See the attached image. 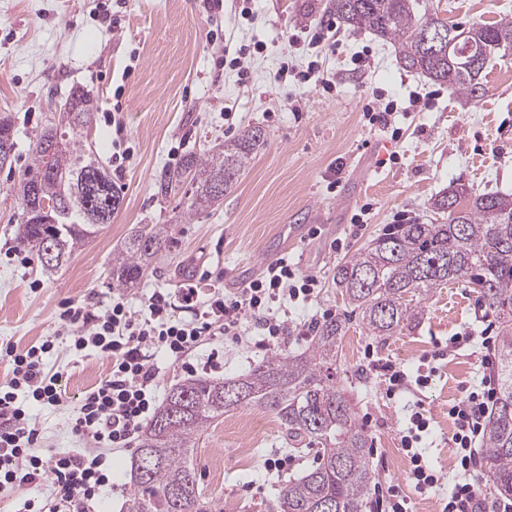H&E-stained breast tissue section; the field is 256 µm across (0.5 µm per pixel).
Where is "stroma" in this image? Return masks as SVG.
I'll return each instance as SVG.
<instances>
[{
    "label": "stroma",
    "instance_id": "1",
    "mask_svg": "<svg viewBox=\"0 0 512 512\" xmlns=\"http://www.w3.org/2000/svg\"><path fill=\"white\" fill-rule=\"evenodd\" d=\"M433 2L465 25L512 19V0ZM327 3L253 0L244 18L241 0H223L212 21L203 0H0V114L12 116L16 141L12 164L0 168V348L22 349L60 333L66 301L104 307L119 294L136 309L158 288L175 296L195 281L206 289L241 287L267 262L285 257L321 281L311 303L286 308L288 334L279 347L299 352L312 340L310 321L342 307L333 283L337 263L389 225L427 221L432 199L452 182L512 195V49L492 60L483 97L465 104L447 86L404 68L389 41L342 25L328 31ZM113 18L121 33L109 28ZM255 42L265 50L251 56L248 82L217 67L225 51ZM313 58L333 75L330 91L300 79ZM283 64L294 72L284 86L274 79ZM76 89L96 104L84 149L111 166L117 116L131 158L115 176L123 204L111 224L46 274L39 261L23 268L8 257L24 245L17 184L48 115L60 112ZM391 100L403 106L393 128L370 123L365 107ZM252 126L264 129L266 142L223 203L193 223L174 224L179 200L154 198L155 176L188 155L222 149ZM363 206L367 219L354 227L351 218ZM169 223L174 247L154 259L138 285L113 288V253L135 231ZM314 228L320 236H311ZM495 322L473 289L455 283L436 290L417 327L382 340L354 326L338 343L336 383L376 449L379 482L399 485L409 512H441L449 485L461 477L448 410L480 382L485 350L473 338ZM452 336L472 342L439 352ZM271 354L252 333L237 342L209 336L191 360L203 365L205 377L229 378ZM374 359L412 375L434 369L419 394L431 418L422 446L442 487L420 494L410 486L401 450L409 402L388 399L384 376L370 368ZM46 369L60 376L65 400L35 409L41 446L82 447L71 420L110 364L94 351L63 348ZM315 455L312 446L294 450L270 413L242 407L208 428L197 465L201 485L224 512H268L276 479L299 475ZM131 457V450L113 449L117 489L104 496L99 512H126Z\"/></svg>",
    "mask_w": 512,
    "mask_h": 512
}]
</instances>
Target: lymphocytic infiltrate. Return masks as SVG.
I'll return each instance as SVG.
<instances>
[{
    "mask_svg": "<svg viewBox=\"0 0 512 512\" xmlns=\"http://www.w3.org/2000/svg\"><path fill=\"white\" fill-rule=\"evenodd\" d=\"M319 284L318 276L299 274L287 259L279 258L269 261L259 277L243 287L217 291L205 299L194 284H187L180 297L193 312L188 319L173 315L170 294L161 290L145 297L137 312L120 297L97 313L65 304L60 319L72 330L70 350L91 348L105 355L112 363L111 374L79 402L72 431L83 440V447L48 452L40 444L30 408L63 403L58 376L45 370L57 342L48 338L21 350L6 348L1 356L12 376L0 388V494L18 496L19 512H96L103 494L112 487L111 450L131 446L159 401L152 362L155 350H165L185 362L205 337L241 339L250 321L258 325L264 343L274 345L285 330L279 309L288 302H311ZM482 364L486 373L480 384L449 410L455 425L452 439L457 462L465 478L449 489L442 512H485L476 443L497 388L491 359H483ZM429 425L424 407L414 405L401 436L408 459L407 478L420 493L441 485L440 475L421 448ZM48 482L53 485L51 496L30 497V490Z\"/></svg>",
    "mask_w": 512,
    "mask_h": 512,
    "instance_id": "f902f5d3",
    "label": "lymphocytic infiltrate"
}]
</instances>
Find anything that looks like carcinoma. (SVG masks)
Listing matches in <instances>:
<instances>
[{
	"mask_svg": "<svg viewBox=\"0 0 512 512\" xmlns=\"http://www.w3.org/2000/svg\"><path fill=\"white\" fill-rule=\"evenodd\" d=\"M326 10L353 31L365 29L393 42L406 68L468 102L484 95L482 74L492 58L512 47L511 19L473 23L469 29L482 59L476 67L468 65L448 46L431 43L436 32L446 33L458 23L441 16L427 0H329ZM94 113L90 94L74 91L58 121L41 130L19 182L24 241L39 258L45 239L56 244L57 260L42 265L45 272L57 271L79 245L111 223L117 212L112 200H122L112 174L80 147ZM53 139L61 140V147L52 153L40 149ZM264 143L263 130L253 126L224 143L221 152L192 154L160 173L154 196L166 199L188 184L190 193L175 220L187 224L224 199ZM84 180L103 182L107 194L79 196L77 187ZM432 209L442 222L401 224L336 265L333 282L343 308L319 322L304 351L276 353L235 378L197 377L171 388L141 430L131 460L127 512H223L200 486L195 447L224 413L246 406L272 413L293 439L318 445L315 465L278 483L270 512H362L376 473L369 436L332 379L337 343L354 323L370 336H393L420 319L423 301L435 290L460 282L479 294L500 324L498 393L486 418L482 448L485 474L500 495L512 497V195L474 194L452 183L434 198ZM101 210L109 218L89 219ZM174 243L170 224L135 233L112 257V282L118 288L136 284L152 260ZM143 449L157 456L146 475L140 473Z\"/></svg>",
	"mask_w": 512,
	"mask_h": 512,
	"instance_id": "obj_1",
	"label": "carcinoma"
}]
</instances>
